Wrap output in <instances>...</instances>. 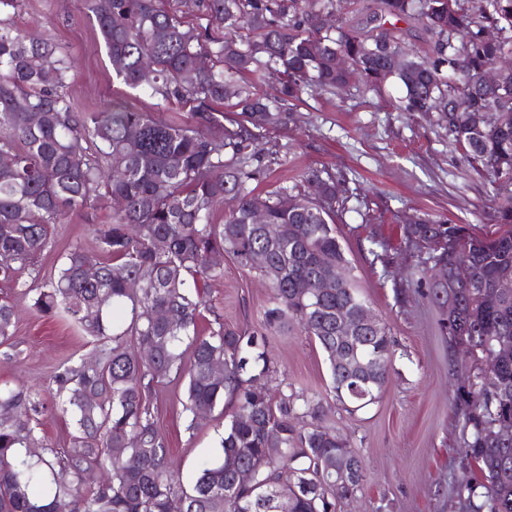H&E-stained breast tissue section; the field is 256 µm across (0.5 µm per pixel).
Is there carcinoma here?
<instances>
[{
	"mask_svg": "<svg viewBox=\"0 0 512 512\" xmlns=\"http://www.w3.org/2000/svg\"><path fill=\"white\" fill-rule=\"evenodd\" d=\"M86 2L116 81L189 116L176 122L119 103L74 111L62 91L71 60L0 17V281L96 343V367L64 363L53 375L54 408L75 430L54 462L24 420L40 406L34 387L0 386V512H56L64 498L72 512H276L282 504L286 512H336V501L361 491L363 461L350 437L325 423L322 400L277 381L265 335L295 326L318 344L332 398L349 412L383 392L394 341L339 240L336 213L346 199L325 170L311 171L303 192L256 193L281 164L278 152L257 148L260 131L278 125L304 87L332 92L354 75L371 86L398 79L405 112H430L465 94L472 111L445 112L448 134L506 193L504 228L491 237L423 218L404 234L441 239L435 258L448 274L459 257L471 266L472 285L456 291L451 311L448 289L424 276L420 286L441 312L449 346L463 340L472 348L453 401L480 477L458 487L459 509L512 512V444L491 438L497 422L512 420V352L501 358L495 348L496 337L512 339V290L486 300L502 274L512 276V122L485 118L486 92L475 81L512 54V0H476L471 10L459 0H379L378 20L416 13L433 39L432 55H407L401 72L391 70L388 50L400 45L388 35L363 39L324 24L335 0H318L314 11L306 0H192L224 25L222 39L184 24L161 0ZM490 27L502 38L483 37ZM338 53L352 68L336 69ZM269 76L277 81L272 97L259 90ZM224 103L251 126L218 109ZM91 203L113 208L111 222L95 228L98 250L71 246L57 274L39 280L35 259L52 247L55 226ZM258 211L275 237L253 223ZM214 255L233 258L269 288L263 331L225 324L206 300L208 282L224 276ZM89 266L97 269L92 280L84 277ZM326 278L335 279L329 290L321 288ZM208 314L214 325L205 332L199 324ZM345 315L359 323L351 339L339 333ZM14 328V304L3 301L1 344ZM218 363L224 374L215 377ZM169 377L185 380L187 428L217 410L224 415L217 453L188 487L171 467L151 405ZM338 462L356 469L351 485L336 487ZM46 468L56 472L55 488L37 495ZM241 470L251 483L236 481Z\"/></svg>",
	"mask_w": 512,
	"mask_h": 512,
	"instance_id": "cac0c4a2",
	"label": "carcinoma"
}]
</instances>
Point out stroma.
<instances>
[{"mask_svg":"<svg viewBox=\"0 0 512 512\" xmlns=\"http://www.w3.org/2000/svg\"><path fill=\"white\" fill-rule=\"evenodd\" d=\"M338 9L361 36L385 32L420 56L430 53L431 39L417 20L378 25L373 19L377 0H340ZM15 21L74 58L67 93L75 111H102L121 100L164 118L186 119V112H173L160 99L113 79L84 0H23ZM401 97L392 82L374 90L354 82L333 94L309 87L283 122L264 130L258 142L259 149L286 158L259 184L260 195L301 183L314 169L335 176L337 195L348 198L336 217L340 241L361 292L397 343L380 399L354 413L336 405L328 414V424L350 436L364 465L358 500L338 503L336 512H452L456 487L475 475L463 454V421L449 400L452 375L465 363L449 350L440 312L417 286L421 267L403 227L419 216L494 234L499 229L498 186L487 171L464 159L440 113L400 111ZM110 220V209L100 206L71 213L58 227L53 248L38 260L41 279L53 277L70 245L96 250L91 227ZM376 242L387 245V264L373 262L369 250ZM223 267V278L206 290L207 300L226 324L258 327L268 305L267 289L232 258H225ZM4 297L15 304L17 321L12 339L0 344V386L39 390L43 407L29 424L55 455H62L72 427L52 406V376L62 363L90 357L94 344L67 322L38 313L31 298L0 286ZM268 348L293 389L329 398L318 345L294 330L269 333ZM181 391L180 383L162 381L152 403L174 469L188 483L199 464L213 458L224 420L214 415L188 429L178 401Z\"/></svg>","mask_w":512,"mask_h":512,"instance_id":"1","label":"stroma"}]
</instances>
